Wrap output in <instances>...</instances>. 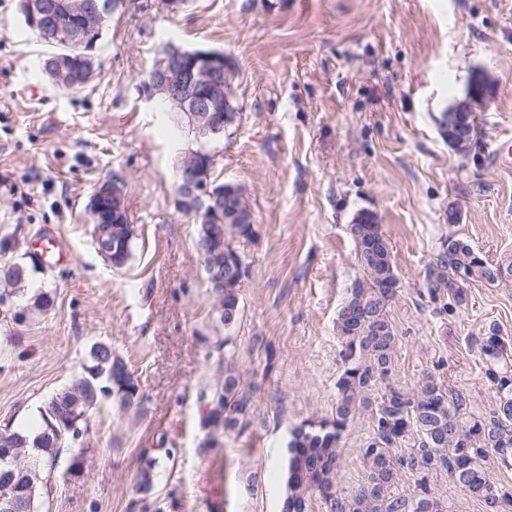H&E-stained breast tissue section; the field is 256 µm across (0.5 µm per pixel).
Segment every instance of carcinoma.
Returning a JSON list of instances; mask_svg holds the SVG:
<instances>
[{"label":"carcinoma","mask_w":512,"mask_h":512,"mask_svg":"<svg viewBox=\"0 0 512 512\" xmlns=\"http://www.w3.org/2000/svg\"><path fill=\"white\" fill-rule=\"evenodd\" d=\"M49 48L48 56L78 53L73 45L53 36L35 33ZM252 213L240 187L224 185V200L196 217V248L218 320L232 328L239 320L241 274L248 265L232 246L236 239L248 240L254 233ZM93 224L112 227V265H124L131 255L134 230L128 214L108 209L91 217ZM362 277L355 280L336 317V335L341 343L343 370L336 380V401L329 417L306 420L291 433L285 461L286 493L281 512H311L317 498L324 512H448V499L435 491L438 477L481 502L496 492L502 502L498 512H512V487L498 483L490 466H512V371L491 366L485 374L498 394V404L484 414L475 410L465 394L449 390L433 375L411 389L392 381L397 336L387 315V304L399 283L382 225L370 213L349 225ZM436 262L425 273L428 295L448 297V306L465 301L463 282L457 271L472 274L471 281L492 284L500 280V268L508 263L487 261L467 242L448 237ZM37 262H6L0 276L10 285L8 294L22 296L36 273ZM480 351L493 361L508 359L512 344L492 324L479 343ZM118 401L124 411L138 410L140 390L126 362L112 347L99 343L89 351L86 364L67 389L53 396L39 410L40 424L34 429L7 428L14 446L29 454L27 488L39 512L40 495L52 488V474L64 443L82 435L81 424H72L92 411L106 396ZM206 412L202 424L209 431L242 434L248 426L252 397L238 368L224 361V379L210 394L202 395ZM367 411L373 421L372 434L361 449L366 475L350 493L336 488L342 458L343 433L357 415ZM157 459L148 457L139 472V488L152 487ZM412 482L408 492L397 491L403 479Z\"/></svg>","instance_id":"carcinoma-1"}]
</instances>
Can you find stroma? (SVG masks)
Masks as SVG:
<instances>
[{
    "label": "stroma",
    "mask_w": 512,
    "mask_h": 512,
    "mask_svg": "<svg viewBox=\"0 0 512 512\" xmlns=\"http://www.w3.org/2000/svg\"><path fill=\"white\" fill-rule=\"evenodd\" d=\"M219 49L233 72L237 120L215 150L213 180L239 186L255 233L236 243L248 263L241 314L224 329L195 247L194 216L175 207V165L188 144L138 92L166 42ZM46 48L18 0H0V263L28 260L45 237L64 262L28 284L41 313L10 302L0 316V430L37 426L39 408L79 372L90 347L111 345L143 401L123 413L111 397L64 444L40 512H277L292 430L330 414L342 371L336 315L362 274L347 230L361 212L382 225L400 279L387 308L398 338L393 381L426 375L495 408L478 341L490 324L512 339V277L473 283L440 310L424 276L451 236L490 262L512 261V168L495 159L512 140V0H129L81 90L39 75ZM490 104L477 143L455 152L440 121L476 69ZM39 87V99L24 95ZM124 183L134 228L116 267L92 238L97 183ZM233 343L223 346L225 336ZM233 360L253 394L250 427L205 447L201 394ZM372 432L361 415L341 440L336 483L365 475ZM83 454L77 474L66 468ZM158 457L150 491L142 461ZM256 477L254 495L240 486Z\"/></svg>",
    "instance_id": "35a3bbf8"
}]
</instances>
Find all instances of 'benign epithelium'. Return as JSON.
Wrapping results in <instances>:
<instances>
[{"label":"benign epithelium","mask_w":512,"mask_h":512,"mask_svg":"<svg viewBox=\"0 0 512 512\" xmlns=\"http://www.w3.org/2000/svg\"><path fill=\"white\" fill-rule=\"evenodd\" d=\"M126 6L119 0H27L23 21L39 32L56 31L64 40L84 49L76 57L50 58L46 72L62 81L81 70L83 64L95 62L96 41L107 28L112 15ZM151 80L141 86L143 95L152 100L168 99L172 108L183 113L195 134L197 148L184 151L176 166V207L193 200L198 204H214L224 197V186L214 182L201 169L198 159L221 139L224 121L211 115L216 102L230 96L232 77L224 71V54L174 46L156 58ZM490 77L478 74L463 97L448 107L445 125L467 129V114L481 111L491 99ZM25 497L14 491L0 497V512H27Z\"/></svg>","instance_id":"1"}]
</instances>
